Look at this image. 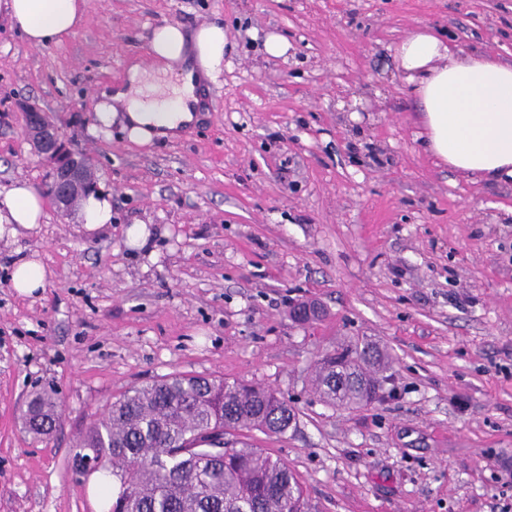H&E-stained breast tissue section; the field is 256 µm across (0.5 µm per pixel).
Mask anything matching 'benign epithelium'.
I'll return each instance as SVG.
<instances>
[{
  "mask_svg": "<svg viewBox=\"0 0 512 512\" xmlns=\"http://www.w3.org/2000/svg\"><path fill=\"white\" fill-rule=\"evenodd\" d=\"M25 134L47 169L43 188L66 215L72 214L84 188L96 183L91 157L65 140L54 118L29 109Z\"/></svg>",
  "mask_w": 512,
  "mask_h": 512,
  "instance_id": "benign-epithelium-1",
  "label": "benign epithelium"
}]
</instances>
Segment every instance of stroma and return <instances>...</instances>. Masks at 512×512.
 Segmentation results:
<instances>
[{
    "label": "stroma",
    "instance_id": "stroma-1",
    "mask_svg": "<svg viewBox=\"0 0 512 512\" xmlns=\"http://www.w3.org/2000/svg\"><path fill=\"white\" fill-rule=\"evenodd\" d=\"M223 26L231 47L196 123L131 143L91 133L100 88L150 65L153 26ZM428 28L512 63V0H86L76 34L29 45L0 8V186L41 187L26 106L92 156L114 221L85 235L47 200L0 241V512H93L72 458L108 404L173 374L244 379L294 408L247 440L285 461L312 512H512V180L435 164L392 48ZM285 56L264 51L269 33ZM148 225L150 251L126 244ZM52 276L10 286L16 251ZM321 305L292 319L294 303ZM383 348L385 400L348 410L312 385L318 355ZM62 420L36 441L37 391ZM60 401L53 392H38L27 403L22 417L35 438L50 434L60 418Z\"/></svg>",
    "mask_w": 512,
    "mask_h": 512
}]
</instances>
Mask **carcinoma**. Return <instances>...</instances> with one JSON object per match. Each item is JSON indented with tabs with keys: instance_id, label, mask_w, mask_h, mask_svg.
Instances as JSON below:
<instances>
[{
	"instance_id": "1",
	"label": "carcinoma",
	"mask_w": 512,
	"mask_h": 512,
	"mask_svg": "<svg viewBox=\"0 0 512 512\" xmlns=\"http://www.w3.org/2000/svg\"><path fill=\"white\" fill-rule=\"evenodd\" d=\"M389 358L355 342L323 353L314 385L328 404L371 405L388 380ZM59 399L38 392L22 417L36 438L60 418ZM296 422L277 392L222 378L175 374L126 391L78 443L101 473L108 512H309L288 465L247 441L224 446L230 432L281 435ZM118 494L108 495L110 481Z\"/></svg>"
}]
</instances>
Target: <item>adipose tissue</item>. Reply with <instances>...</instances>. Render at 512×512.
<instances>
[{"instance_id": "obj_1", "label": "adipose tissue", "mask_w": 512, "mask_h": 512, "mask_svg": "<svg viewBox=\"0 0 512 512\" xmlns=\"http://www.w3.org/2000/svg\"><path fill=\"white\" fill-rule=\"evenodd\" d=\"M13 28L32 46L45 47L73 35L86 0H5ZM222 26L186 32L175 23L155 27L149 38L150 70L132 65L124 83L103 93L97 123L122 117L130 139L149 144L177 137L194 121L200 87L224 61ZM395 56L423 113L426 144L438 161L486 181L512 178V64L487 52L452 51L425 29L411 32ZM76 216L90 236L108 230L112 198L98 190L82 198ZM45 217L35 187L17 181L0 188V239L18 241ZM49 272L37 253L14 260L11 286L18 296L43 292Z\"/></svg>"}]
</instances>
